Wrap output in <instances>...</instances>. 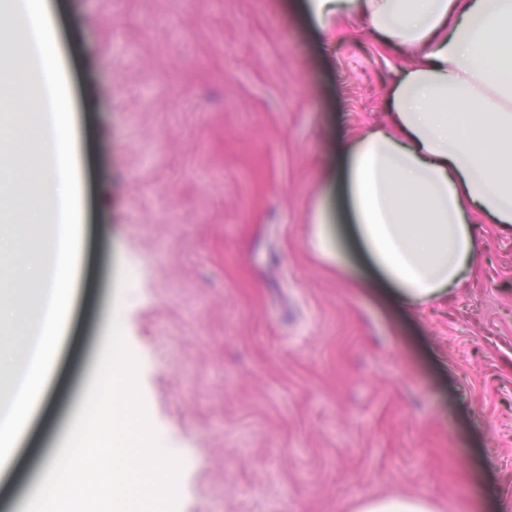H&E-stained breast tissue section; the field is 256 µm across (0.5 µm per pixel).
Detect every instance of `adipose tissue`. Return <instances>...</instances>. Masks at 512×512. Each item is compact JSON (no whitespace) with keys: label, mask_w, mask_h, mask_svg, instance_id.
Here are the masks:
<instances>
[{"label":"adipose tissue","mask_w":512,"mask_h":512,"mask_svg":"<svg viewBox=\"0 0 512 512\" xmlns=\"http://www.w3.org/2000/svg\"><path fill=\"white\" fill-rule=\"evenodd\" d=\"M0 61L34 73L53 131L29 121L25 85L0 95V181L13 187L0 220V474L36 417L79 284L81 164L57 20L48 0H6ZM321 28L356 20L400 58L389 122L336 142L353 233L397 309L466 287L478 250L473 218L512 224V0H308Z\"/></svg>","instance_id":"1"}]
</instances>
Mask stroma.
I'll return each mask as SVG.
<instances>
[{
	"label": "stroma",
	"mask_w": 512,
	"mask_h": 512,
	"mask_svg": "<svg viewBox=\"0 0 512 512\" xmlns=\"http://www.w3.org/2000/svg\"><path fill=\"white\" fill-rule=\"evenodd\" d=\"M52 2L84 166L81 288L0 512H21L115 319L181 461L176 512L512 505V229L483 220L475 283L415 315L311 245L317 206L346 222L336 140L387 122L391 51L355 22L323 42L314 17L291 21L300 0ZM430 506L420 498L365 497L357 512H432Z\"/></svg>",
	"instance_id": "stroma-1"
}]
</instances>
